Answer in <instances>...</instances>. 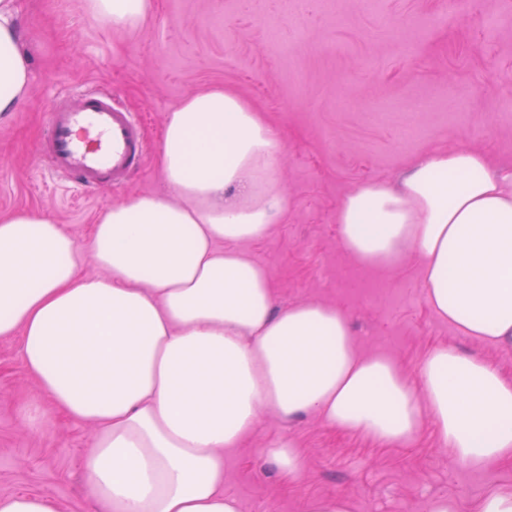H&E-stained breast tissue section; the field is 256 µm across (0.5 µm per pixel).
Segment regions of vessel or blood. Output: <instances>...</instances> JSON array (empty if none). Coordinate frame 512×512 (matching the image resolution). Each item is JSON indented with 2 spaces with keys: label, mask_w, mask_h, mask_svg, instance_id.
Listing matches in <instances>:
<instances>
[{
  "label": "vessel or blood",
  "mask_w": 512,
  "mask_h": 512,
  "mask_svg": "<svg viewBox=\"0 0 512 512\" xmlns=\"http://www.w3.org/2000/svg\"><path fill=\"white\" fill-rule=\"evenodd\" d=\"M51 178L90 193L123 186L147 153L138 117L94 88L58 97L37 148Z\"/></svg>",
  "instance_id": "b4317fda"
}]
</instances>
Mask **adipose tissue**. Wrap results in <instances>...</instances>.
<instances>
[{
  "label": "adipose tissue",
  "mask_w": 512,
  "mask_h": 512,
  "mask_svg": "<svg viewBox=\"0 0 512 512\" xmlns=\"http://www.w3.org/2000/svg\"><path fill=\"white\" fill-rule=\"evenodd\" d=\"M88 2L121 30L153 11V0ZM30 84L14 0H0V118L22 110ZM280 147L234 90L193 91L164 118L166 194L107 207L85 244L45 212L0 214V337L20 336L56 408L96 427L84 471L112 512H241L224 493V452L267 413L390 447L429 422L469 467L512 460V378L498 367L440 345L413 383L389 355L359 352L338 307H277L242 245L286 210ZM337 222L367 266L418 256L433 313L512 350V167L436 151L399 185L350 192ZM88 258L101 275L83 274Z\"/></svg>",
  "instance_id": "obj_1"
}]
</instances>
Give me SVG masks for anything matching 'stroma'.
Returning a JSON list of instances; mask_svg holds the SVG:
<instances>
[{"label": "stroma", "mask_w": 512, "mask_h": 512, "mask_svg": "<svg viewBox=\"0 0 512 512\" xmlns=\"http://www.w3.org/2000/svg\"><path fill=\"white\" fill-rule=\"evenodd\" d=\"M31 58L25 107L0 122V213L39 209L79 242L97 215L143 193H162L157 159L164 117L189 92L236 91L279 129L277 176L286 214L246 251L267 272L278 307L320 302L351 322L359 347L395 358L410 379L428 351L446 344L512 376V350L458 334L430 310L416 257L377 270L339 238L345 197L369 182L397 183L411 160L467 148L492 167L512 166V0H154L137 30L112 28L86 0H15ZM113 92L143 121L144 168L120 190L73 198L45 178L35 145L54 96ZM0 339V496L36 492L57 512H94L83 463L95 429L60 414L20 357ZM292 440L303 475L283 482L263 458ZM512 488V461L471 468L424 424L405 446L382 447L305 415L267 416L224 454V491L241 512H304L307 500L343 495L350 512H426L448 496L460 512L491 488Z\"/></svg>", "instance_id": "35a3bbf8"}]
</instances>
